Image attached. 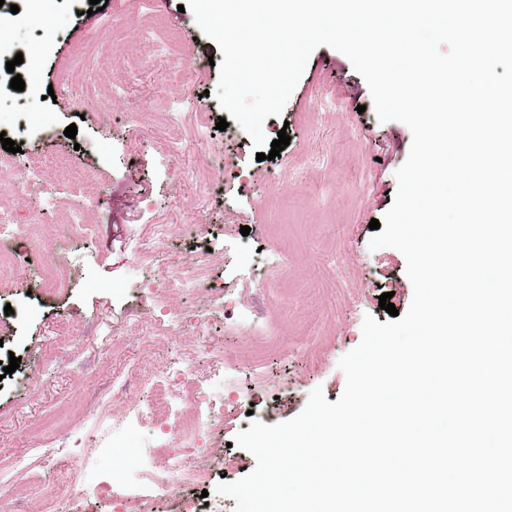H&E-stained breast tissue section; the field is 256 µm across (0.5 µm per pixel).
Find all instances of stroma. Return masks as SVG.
Instances as JSON below:
<instances>
[{
	"mask_svg": "<svg viewBox=\"0 0 512 512\" xmlns=\"http://www.w3.org/2000/svg\"><path fill=\"white\" fill-rule=\"evenodd\" d=\"M100 2L96 12L89 0H16L18 13L0 9V26L11 31L0 73L22 55L19 74L43 96L33 109L26 93L0 87V132L53 198L12 194L0 180V206L17 223L43 225L36 238L0 235V249L20 257L0 282V361L21 359L0 379V483L10 484L0 512H113L105 492L71 499L69 484L38 458L54 437L32 429L61 411L78 479L111 481L120 464L152 512H233L235 500L215 488L256 465L234 445L237 433L254 419L296 417L317 387L336 402L346 383L338 362L359 345L365 315L390 319L380 295L392 293L402 313L411 304L403 254L370 250L368 227L394 201L411 131L379 122L364 78L345 55L320 46L282 112L264 123L268 139L283 130L289 146L280 158L257 161L237 123L216 127L223 110L212 92L223 55L192 12H179L186 0ZM34 6L42 21L22 23ZM155 30L175 34L178 54L144 71L138 63ZM72 124L71 139L64 131ZM59 154L87 175V192H73L66 173L49 166ZM198 177L211 183L202 207ZM76 212L96 224L94 237L70 235ZM156 223L174 225L175 235L138 262L136 249ZM47 254L65 265L63 286L44 281ZM195 256L204 260L199 289L155 294L170 261ZM271 257L281 262L273 281L265 272ZM135 314L147 335H134ZM218 351L220 364L212 359ZM178 359L194 361L205 390L223 396L224 414L206 435L218 458L208 481L161 496L144 470L164 468L171 447L152 424L134 425L91 457L83 450L109 425L93 409L96 396L111 394L116 412L146 402L138 376ZM18 456L27 469L14 468Z\"/></svg>",
	"mask_w": 512,
	"mask_h": 512,
	"instance_id": "stroma-1",
	"label": "stroma"
}]
</instances>
